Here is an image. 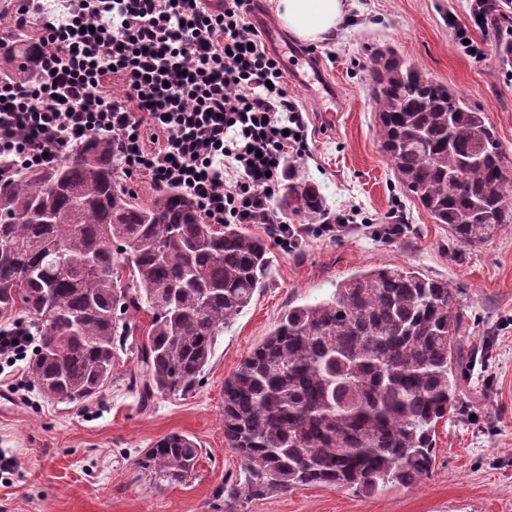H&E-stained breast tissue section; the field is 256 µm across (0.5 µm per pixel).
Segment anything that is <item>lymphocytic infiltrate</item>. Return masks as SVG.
I'll list each match as a JSON object with an SVG mask.
<instances>
[{
	"label": "lymphocytic infiltrate",
	"mask_w": 512,
	"mask_h": 512,
	"mask_svg": "<svg viewBox=\"0 0 512 512\" xmlns=\"http://www.w3.org/2000/svg\"><path fill=\"white\" fill-rule=\"evenodd\" d=\"M28 0L15 19L44 50L33 77L0 76V181L55 164L100 133L123 175L175 187L206 224H260L282 249L303 230L274 199L290 161L306 156L308 122L282 62L248 15L251 0ZM119 77L123 98L106 85Z\"/></svg>",
	"instance_id": "1"
}]
</instances>
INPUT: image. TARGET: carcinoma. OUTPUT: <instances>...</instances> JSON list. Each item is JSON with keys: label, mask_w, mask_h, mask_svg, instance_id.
Listing matches in <instances>:
<instances>
[{"label": "carcinoma", "mask_w": 512, "mask_h": 512, "mask_svg": "<svg viewBox=\"0 0 512 512\" xmlns=\"http://www.w3.org/2000/svg\"><path fill=\"white\" fill-rule=\"evenodd\" d=\"M511 3L473 0L471 20L500 28ZM41 51L8 41L0 71L24 80ZM370 72L382 148L436 223L470 245L512 224V166L485 113L389 49L372 54ZM115 160L112 138L93 136L51 167L0 182V317L22 314L37 331L28 375L40 393L92 397L126 349L146 407L200 387L271 250L241 228L202 223L177 189L140 206L117 185ZM286 197L294 214L324 218L314 184L290 180ZM130 310L151 315L146 333L122 321ZM461 325L458 290L408 267L356 274L331 299L289 309L224 381V439L245 481L225 479L217 497L229 505L309 484L372 495L429 478L436 425L460 403ZM201 457L171 433L138 469L157 487L180 485Z\"/></svg>", "instance_id": "carcinoma-1"}]
</instances>
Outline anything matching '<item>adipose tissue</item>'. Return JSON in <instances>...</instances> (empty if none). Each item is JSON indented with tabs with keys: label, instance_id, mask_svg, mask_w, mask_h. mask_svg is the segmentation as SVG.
I'll use <instances>...</instances> for the list:
<instances>
[{
	"label": "adipose tissue",
	"instance_id": "obj_1",
	"mask_svg": "<svg viewBox=\"0 0 512 512\" xmlns=\"http://www.w3.org/2000/svg\"><path fill=\"white\" fill-rule=\"evenodd\" d=\"M282 28L303 43H320L333 36L346 21L345 0H272Z\"/></svg>",
	"mask_w": 512,
	"mask_h": 512
}]
</instances>
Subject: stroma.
Segmentation results:
<instances>
[{"mask_svg": "<svg viewBox=\"0 0 512 512\" xmlns=\"http://www.w3.org/2000/svg\"><path fill=\"white\" fill-rule=\"evenodd\" d=\"M350 21L332 40L299 50L272 9L257 22L265 45L296 54L288 93L308 117L309 156L293 170L314 183L329 212L353 217L336 239L308 232L300 250L271 248L267 280L218 336L196 393L157 396L141 409L128 385L131 356L118 353L112 381L81 403L58 402L0 373V452L15 465L0 476V512H216V494L243 466L224 440V380L289 308L328 299L352 275L407 265L457 288L463 313L459 411L436 429V461L418 486L364 496L301 486L249 499L230 512H512V224L486 242L457 241L403 187L380 146L370 75L375 50L392 49L485 112L512 161V63L492 31L472 26L471 0H348ZM471 39L464 47L463 39ZM405 224L394 241L369 225ZM179 433L202 450L187 484L137 480L135 462Z\"/></svg>", "mask_w": 512, "mask_h": 512, "instance_id": "35a3bbf8", "label": "stroma"}]
</instances>
